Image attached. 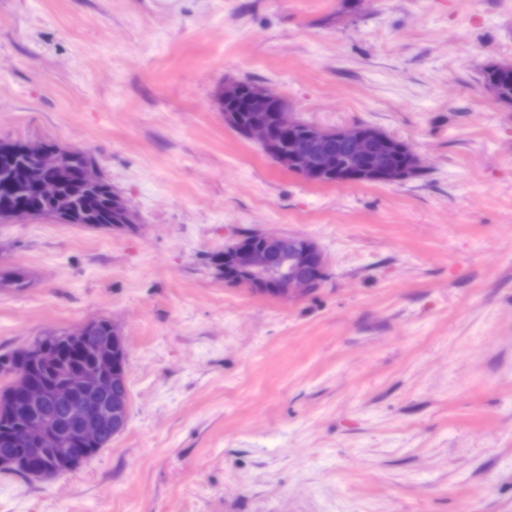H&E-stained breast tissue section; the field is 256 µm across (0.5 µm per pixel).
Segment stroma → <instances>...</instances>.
<instances>
[{"label":"stroma","instance_id":"1","mask_svg":"<svg viewBox=\"0 0 512 512\" xmlns=\"http://www.w3.org/2000/svg\"><path fill=\"white\" fill-rule=\"evenodd\" d=\"M512 0H0V139L96 156L115 232L0 220V352L94 319L127 340L129 420L0 512H512ZM408 141L423 178L310 183L225 125L224 79ZM316 241L300 298L209 256ZM505 69L499 65V62H493L485 65L481 70L482 89L492 97H494V89H496V100L505 105H512V64L500 63ZM491 84L492 86L488 85Z\"/></svg>","mask_w":512,"mask_h":512}]
</instances>
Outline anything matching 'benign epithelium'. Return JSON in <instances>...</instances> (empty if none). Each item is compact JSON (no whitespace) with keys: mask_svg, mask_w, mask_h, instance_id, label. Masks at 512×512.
<instances>
[{"mask_svg":"<svg viewBox=\"0 0 512 512\" xmlns=\"http://www.w3.org/2000/svg\"><path fill=\"white\" fill-rule=\"evenodd\" d=\"M241 95V82L226 81L218 92L219 106L233 102ZM250 120L240 123L238 113L224 112V123L248 140L258 143L284 169L305 181L318 182L337 169L336 151L328 142L336 140L350 148L353 159L368 165V177L389 183H404L412 178L419 156L405 143L400 150L407 155L411 167L394 170L383 158H373L374 146L390 137L387 132L368 124L325 128L312 123L307 130L296 134L302 123L288 99L258 83L251 84L246 98ZM24 152L34 158L45 171L64 172L77 181L94 184L102 179L97 162L80 166L71 163L72 149H50L43 142H27ZM20 180L28 184L36 197L54 193V182L40 175L23 172ZM114 199L119 206L121 221L110 225L114 230L127 229L134 224V214L120 195ZM268 242L259 246L242 238L224 247V266L215 268L224 283L244 282L254 289L273 288L282 298H295L322 287L325 281V255L316 242L297 236L285 238L267 234ZM295 241L290 252L282 258L277 253L285 240ZM107 351L92 372L79 369L68 372L61 386L49 394L46 388L19 373L12 388L5 394L14 413L28 417L27 439L34 447L26 449L34 458H55L65 461L60 468L41 469L39 477H52L70 471L89 459L82 448L100 440L104 430L120 433L126 425L128 404L118 387L126 383L127 354L124 336L117 325H112V336L107 338ZM66 408L62 416L42 411L48 400Z\"/></svg>","mask_w":512,"mask_h":512,"instance_id":"obj_1","label":"benign epithelium"}]
</instances>
